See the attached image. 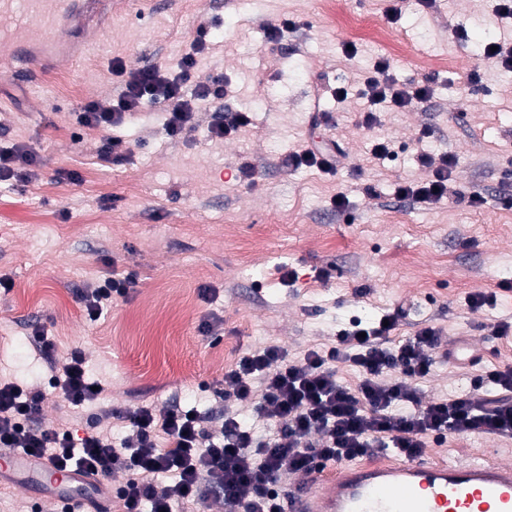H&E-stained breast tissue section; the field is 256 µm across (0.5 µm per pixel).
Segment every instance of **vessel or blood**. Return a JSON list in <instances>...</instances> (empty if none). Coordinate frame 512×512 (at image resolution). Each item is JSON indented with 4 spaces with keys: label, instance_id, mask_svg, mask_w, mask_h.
Returning a JSON list of instances; mask_svg holds the SVG:
<instances>
[{
    "label": "vessel or blood",
    "instance_id": "1",
    "mask_svg": "<svg viewBox=\"0 0 512 512\" xmlns=\"http://www.w3.org/2000/svg\"><path fill=\"white\" fill-rule=\"evenodd\" d=\"M111 3L0 0V44L8 46L17 67L29 60L70 63L82 55L87 41L58 37V29L95 16L97 34H106ZM20 471L39 475L57 501L76 481L74 474L58 472L50 459L1 451L0 484ZM288 512H512V462L422 458L340 464L335 473L305 479L301 491L289 497Z\"/></svg>",
    "mask_w": 512,
    "mask_h": 512
}]
</instances>
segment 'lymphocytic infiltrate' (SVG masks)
<instances>
[{
    "label": "lymphocytic infiltrate",
    "mask_w": 512,
    "mask_h": 512,
    "mask_svg": "<svg viewBox=\"0 0 512 512\" xmlns=\"http://www.w3.org/2000/svg\"><path fill=\"white\" fill-rule=\"evenodd\" d=\"M205 46V39L197 38L173 71L144 67L129 72L122 62H113V73L123 78L120 92L107 102L80 105L73 112L75 124L105 132V151L116 163L126 159L130 147L114 131L146 100L164 112L168 136L178 138L194 130L197 114L204 110L212 113L210 137L233 136L252 118L225 109L223 76L195 81L196 56ZM361 96L367 103L362 122L373 126L381 123L383 113L427 103L432 90L426 84H399L390 62L379 59ZM419 160L426 179L399 185L398 196L441 201L448 195L454 158L423 154ZM38 163L26 145L1 147L0 182L26 186ZM135 285L133 272L113 268L97 288L83 295L86 315L99 318ZM401 315L394 310L386 322L371 326L353 321L338 331L334 345L308 350L297 361L275 344L241 355L224 373L223 396L252 405L257 417L273 428L264 437L229 411L215 428L195 411L169 407L116 412L128 429L118 441L107 431L80 434L65 424L42 426L39 415L49 394L78 407L99 400L101 393L88 375L82 351L56 358L53 337L37 326L30 341L48 360L51 375L43 388L0 383V448L50 458L93 485L107 484L114 471H124L125 482L112 492L119 512H185L207 487L222 491L225 505L234 512H286L283 484L290 474L309 475L379 453L416 458L428 442H442L451 432L511 436L512 366L479 376L466 394L421 403L417 384L433 370L441 331L425 324L413 335L394 340ZM340 364L360 368L363 378L356 389L337 380Z\"/></svg>",
    "instance_id": "f902f5d3"
}]
</instances>
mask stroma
Instances as JSON below:
<instances>
[{
	"label": "stroma",
	"mask_w": 512,
	"mask_h": 512,
	"mask_svg": "<svg viewBox=\"0 0 512 512\" xmlns=\"http://www.w3.org/2000/svg\"><path fill=\"white\" fill-rule=\"evenodd\" d=\"M344 3L398 36L399 49L357 41L325 0H130L115 8L106 36L59 69L77 91L50 84L36 64L0 79V147L25 144L39 157L23 190L0 184V277L13 283L0 289L1 377L43 383L29 339L38 324L58 354L83 351L104 387L78 424L108 408L166 405L196 408L218 426L224 403L215 391L246 350L278 344L296 358L332 346L350 320L372 324L397 308L405 315L395 338L429 323L443 340L469 337L480 350L452 361L439 348L433 374L418 384L425 398L463 394L474 377L512 361V336L487 331L512 323V71L481 55L491 40L512 45V21L494 18L486 0H442L436 12L402 0L395 22L389 0ZM287 18L299 27L268 39V27ZM202 31L196 78L223 75L225 107L251 113V125L216 141L204 112L174 139L163 112L146 103L120 131L127 159L101 158L103 132L76 130L73 110L117 93L112 61L173 68ZM352 42L358 54L348 60ZM382 57L400 82L428 84L433 97L367 128L358 89ZM322 112L335 126L312 130ZM313 131L343 148L336 173L282 166ZM380 139L393 142V157L371 159ZM422 151L455 158L448 195L433 204L396 193L424 178ZM245 161L252 176L235 180ZM475 192L483 207L469 205ZM114 266L134 272L137 285L90 320L81 297ZM480 291L497 300L471 310L467 298ZM205 322L215 323L213 335L200 333ZM491 451L512 460V439L451 433L425 454L455 462Z\"/></svg>",
	"instance_id": "obj_1"
}]
</instances>
